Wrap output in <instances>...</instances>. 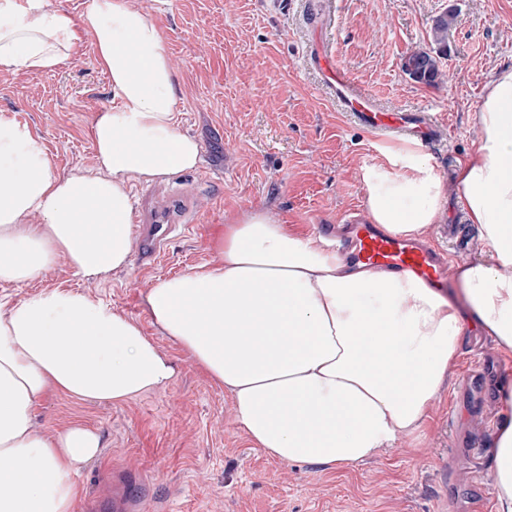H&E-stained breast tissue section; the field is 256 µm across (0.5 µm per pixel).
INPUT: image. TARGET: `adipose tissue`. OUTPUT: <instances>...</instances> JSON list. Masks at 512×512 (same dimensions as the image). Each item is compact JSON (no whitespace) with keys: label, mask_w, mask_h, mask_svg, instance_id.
<instances>
[{"label":"adipose tissue","mask_w":512,"mask_h":512,"mask_svg":"<svg viewBox=\"0 0 512 512\" xmlns=\"http://www.w3.org/2000/svg\"><path fill=\"white\" fill-rule=\"evenodd\" d=\"M87 29L117 100L93 124L97 172L57 174L27 126L0 118V283H29L62 256L85 276L125 265L131 182L198 162V143L179 129L162 32L129 0H88L77 18L45 0H0V67L54 68ZM476 122L478 149L452 184L405 147L360 173L370 220L394 236L426 235L449 196L460 201L486 252L455 263L459 302L411 275L355 266L321 234L262 209L221 225L219 263L148 289L150 318L232 394L270 458L331 468L419 438L469 325L512 353V65L487 82ZM174 372L137 320L80 291L45 290L0 311V512H74L75 476L99 453L82 423L54 437L34 429L47 393L127 403ZM497 399L490 470L496 512H512V381Z\"/></svg>","instance_id":"ef3b65f1"}]
</instances>
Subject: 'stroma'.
<instances>
[{
	"label": "stroma",
	"mask_w": 512,
	"mask_h": 512,
	"mask_svg": "<svg viewBox=\"0 0 512 512\" xmlns=\"http://www.w3.org/2000/svg\"><path fill=\"white\" fill-rule=\"evenodd\" d=\"M150 14L176 75L180 130L200 146L197 166L163 176L188 190L197 222L167 243L158 263L142 260L132 236L125 266L97 277L58 258L43 277L0 284V303L52 288H73L138 319L176 373L128 403L79 401L51 393L34 428L53 435L80 422L101 435L99 456L77 476L76 512H496L490 458L496 393L512 357L470 330L420 447L409 445L336 468L286 465L246 436L232 396L213 384L147 316L144 295L157 278L220 260L219 224L263 209L305 232L357 212L367 220L362 166L383 163L375 136L341 112L310 53L325 45L362 90L389 110L445 117L446 135L427 149L451 182L481 137L474 119L494 70L512 65V0H130ZM457 18L441 59L447 80L426 85L402 69L405 56L436 50L434 22ZM113 105L95 39L84 31L48 72L0 68V115L28 125L57 173L95 170L92 124ZM429 242L448 260L485 249L463 207L447 204Z\"/></svg>",
	"instance_id": "1"
}]
</instances>
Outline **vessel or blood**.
Returning <instances> with one entry per match:
<instances>
[{"label":"vessel or blood","mask_w":512,"mask_h":512,"mask_svg":"<svg viewBox=\"0 0 512 512\" xmlns=\"http://www.w3.org/2000/svg\"><path fill=\"white\" fill-rule=\"evenodd\" d=\"M313 62L322 73L332 97L343 112L353 116L371 133L394 139L433 144L445 134V127L427 112L386 111L381 109L373 96L355 87L347 74L337 64L334 54L327 49H317ZM142 221H145L143 255L158 261L162 255L161 243L178 225L194 221L187 195L174 191L165 195H147ZM349 236L344 246L356 263L382 267L393 272H408L427 286L439 290L448 286L443 275L444 262L431 247L406 241L380 231L375 225L359 223L348 218Z\"/></svg>","instance_id":"b4317fda"}]
</instances>
